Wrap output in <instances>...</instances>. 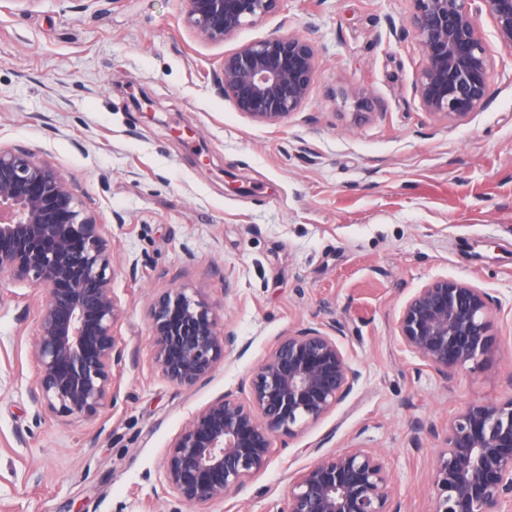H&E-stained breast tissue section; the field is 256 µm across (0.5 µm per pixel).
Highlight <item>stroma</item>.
<instances>
[{"mask_svg":"<svg viewBox=\"0 0 512 512\" xmlns=\"http://www.w3.org/2000/svg\"><path fill=\"white\" fill-rule=\"evenodd\" d=\"M411 10L281 0L213 44L181 0H0V147L57 167L105 224L125 349L116 406L40 415L30 351L46 293L0 280V512H196L161 486L170 446L240 394L278 336L310 327L340 337L358 383L207 512H279L304 468L349 448L377 450L402 512H429L449 419L512 395V51L483 19L492 102L460 122L428 113ZM288 31L317 48L308 98L275 125L237 112L214 83L225 55ZM441 277L497 302L495 348L449 382L394 329ZM172 288L237 338L192 388L162 376L150 344L149 306Z\"/></svg>","mask_w":512,"mask_h":512,"instance_id":"obj_1","label":"stroma"}]
</instances>
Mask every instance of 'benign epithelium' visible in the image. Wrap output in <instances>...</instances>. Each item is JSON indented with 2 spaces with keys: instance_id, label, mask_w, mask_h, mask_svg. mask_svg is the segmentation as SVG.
<instances>
[{
  "instance_id": "1",
  "label": "benign epithelium",
  "mask_w": 512,
  "mask_h": 512,
  "mask_svg": "<svg viewBox=\"0 0 512 512\" xmlns=\"http://www.w3.org/2000/svg\"><path fill=\"white\" fill-rule=\"evenodd\" d=\"M281 0H183L186 22L222 42L274 13ZM408 25L425 64L414 83L423 108L462 121L493 99V60L482 16L512 49V0H411ZM314 44L272 35L224 56L218 87L237 111L277 124L297 111L316 77ZM43 288L32 355L33 403L50 414L91 418L116 405L123 359L112 289V242L66 176L29 152L0 148V279ZM494 300L483 288L438 278L418 289L395 323L404 346L446 381L496 345ZM155 363L171 383L206 381L236 336L218 328L198 292L168 291L149 313ZM339 339L317 328L277 338L245 381L247 400L224 394L176 437L163 464L165 491L207 506L243 493L264 472L278 438L328 414L358 383ZM430 512H512V395L475 403L448 423L432 478ZM280 512H401L371 448L323 456L288 487Z\"/></svg>"
}]
</instances>
